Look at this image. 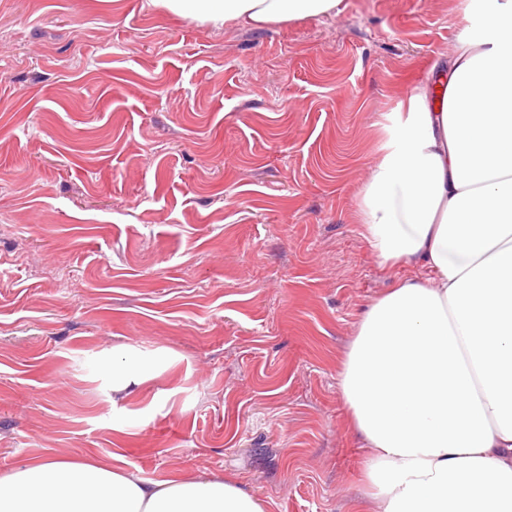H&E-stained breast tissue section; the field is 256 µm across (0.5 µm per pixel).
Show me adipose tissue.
I'll list each match as a JSON object with an SVG mask.
<instances>
[{"label":"adipose tissue","instance_id":"obj_1","mask_svg":"<svg viewBox=\"0 0 512 512\" xmlns=\"http://www.w3.org/2000/svg\"><path fill=\"white\" fill-rule=\"evenodd\" d=\"M341 0H154L199 23H286ZM475 17L386 114L357 201L380 265L414 266L362 313L339 373L372 512H512V0ZM131 355L112 391L154 376ZM0 512H265L229 480L149 483L97 461L0 477Z\"/></svg>","mask_w":512,"mask_h":512}]
</instances>
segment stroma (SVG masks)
I'll use <instances>...</instances> for the list:
<instances>
[{"label":"stroma","mask_w":512,"mask_h":512,"mask_svg":"<svg viewBox=\"0 0 512 512\" xmlns=\"http://www.w3.org/2000/svg\"><path fill=\"white\" fill-rule=\"evenodd\" d=\"M469 0L200 25L0 0V475L93 458L266 512H367L338 373L385 268L357 197ZM155 376L112 401V359Z\"/></svg>","instance_id":"1"}]
</instances>
